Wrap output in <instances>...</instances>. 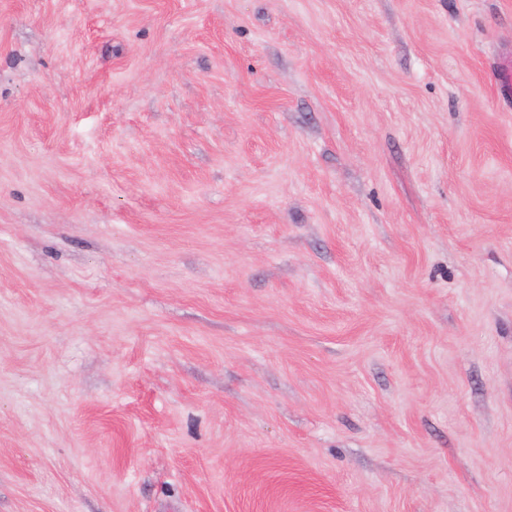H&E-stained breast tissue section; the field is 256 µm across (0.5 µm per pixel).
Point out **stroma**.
Returning a JSON list of instances; mask_svg holds the SVG:
<instances>
[{"label":"stroma","mask_w":512,"mask_h":512,"mask_svg":"<svg viewBox=\"0 0 512 512\" xmlns=\"http://www.w3.org/2000/svg\"><path fill=\"white\" fill-rule=\"evenodd\" d=\"M512 0H0V512H512Z\"/></svg>","instance_id":"obj_1"}]
</instances>
